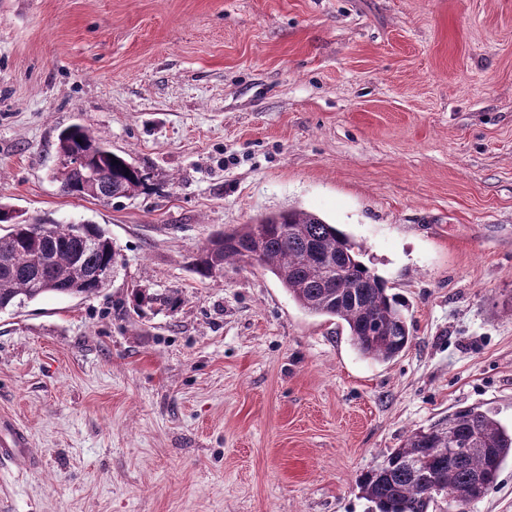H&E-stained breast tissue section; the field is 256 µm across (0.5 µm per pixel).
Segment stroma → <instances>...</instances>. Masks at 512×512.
<instances>
[{
    "label": "stroma",
    "instance_id": "35a3bbf8",
    "mask_svg": "<svg viewBox=\"0 0 512 512\" xmlns=\"http://www.w3.org/2000/svg\"><path fill=\"white\" fill-rule=\"evenodd\" d=\"M144 174L62 192L59 132ZM0 203L103 227L88 298L0 311V512H367L358 481L461 407L512 427V0H0ZM299 207L409 304L362 356L208 239ZM172 294L137 313L131 291Z\"/></svg>",
    "mask_w": 512,
    "mask_h": 512
}]
</instances>
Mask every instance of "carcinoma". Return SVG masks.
Masks as SVG:
<instances>
[{
  "label": "carcinoma",
  "instance_id": "cac0c4a2",
  "mask_svg": "<svg viewBox=\"0 0 512 512\" xmlns=\"http://www.w3.org/2000/svg\"><path fill=\"white\" fill-rule=\"evenodd\" d=\"M57 154L56 178L69 195L104 200L130 196L143 186L142 171L82 125L60 132ZM50 228V236L40 237L35 225L17 221L0 206V311L49 293L86 298L104 288L99 272L119 256L107 231L88 223ZM253 254L300 308L345 324L361 355L390 361L408 347V304L390 292L387 281L360 259L362 247L336 225L298 207L266 214L213 235L196 270L211 277L225 261H247ZM133 299L138 308L177 302L140 289ZM510 457L512 431L479 407H463L411 432L383 463L365 472L360 489L369 512H429L438 498L428 489L429 477L437 476L462 497L484 496Z\"/></svg>",
  "mask_w": 512,
  "mask_h": 512
}]
</instances>
